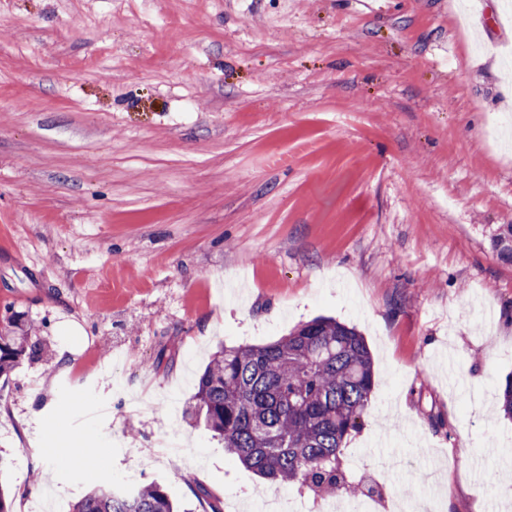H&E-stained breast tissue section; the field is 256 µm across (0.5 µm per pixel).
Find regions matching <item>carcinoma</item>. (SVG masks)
<instances>
[{"label":"carcinoma","mask_w":512,"mask_h":512,"mask_svg":"<svg viewBox=\"0 0 512 512\" xmlns=\"http://www.w3.org/2000/svg\"><path fill=\"white\" fill-rule=\"evenodd\" d=\"M30 341L16 321L4 326L0 378L20 364ZM375 384L364 337L316 317L269 344L221 347L198 378L192 411L262 478L351 498L359 482L344 464V444L359 429ZM499 405L512 419V376L499 387ZM73 512H175V505L157 483L121 493L102 480Z\"/></svg>","instance_id":"1"}]
</instances>
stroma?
I'll use <instances>...</instances> for the list:
<instances>
[{
	"label": "stroma",
	"instance_id": "stroma-1",
	"mask_svg": "<svg viewBox=\"0 0 512 512\" xmlns=\"http://www.w3.org/2000/svg\"><path fill=\"white\" fill-rule=\"evenodd\" d=\"M0 0V380L12 512L155 482L300 506L185 408L220 346L328 316L377 385L347 452L408 512H512L507 0ZM76 457L60 469L61 453ZM433 471L427 484L416 470ZM32 336L29 330L19 328L15 320L8 321L4 331H0V378L7 376L16 368L27 349L29 348Z\"/></svg>",
	"mask_w": 512,
	"mask_h": 512
}]
</instances>
